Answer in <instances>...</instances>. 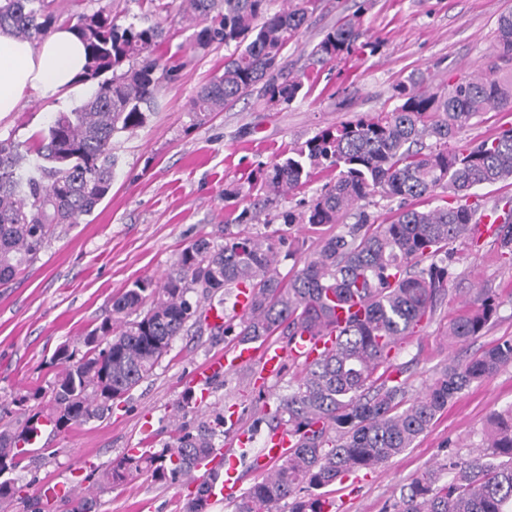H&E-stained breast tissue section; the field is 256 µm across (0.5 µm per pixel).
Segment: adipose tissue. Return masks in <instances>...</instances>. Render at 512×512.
<instances>
[{
  "mask_svg": "<svg viewBox=\"0 0 512 512\" xmlns=\"http://www.w3.org/2000/svg\"><path fill=\"white\" fill-rule=\"evenodd\" d=\"M86 63L85 47L70 29H55L38 42L0 29V118L17 111L33 89L49 101L81 96Z\"/></svg>",
  "mask_w": 512,
  "mask_h": 512,
  "instance_id": "adipose-tissue-1",
  "label": "adipose tissue"
}]
</instances>
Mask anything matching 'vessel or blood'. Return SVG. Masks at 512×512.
Returning <instances> with one entry per match:
<instances>
[{"label":"vessel or blood","mask_w":512,"mask_h":512,"mask_svg":"<svg viewBox=\"0 0 512 512\" xmlns=\"http://www.w3.org/2000/svg\"><path fill=\"white\" fill-rule=\"evenodd\" d=\"M360 308L358 299H351L348 304L337 310L332 324L316 334L303 333L287 348L266 341L235 344L226 353L211 357L199 366L192 375L190 389L197 400H205L215 377L254 362L259 365L261 379L277 377L282 373L287 359L311 360L330 351L335 344L338 332L346 326L349 316ZM214 456L215 459H223L224 472L221 478L210 480L211 499L237 495L241 490V480L235 457L225 456L223 449L220 448L215 450Z\"/></svg>","instance_id":"b4317fda"}]
</instances>
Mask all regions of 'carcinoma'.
Returning <instances> with one entry per match:
<instances>
[{
  "label": "carcinoma",
  "instance_id": "obj_1",
  "mask_svg": "<svg viewBox=\"0 0 512 512\" xmlns=\"http://www.w3.org/2000/svg\"><path fill=\"white\" fill-rule=\"evenodd\" d=\"M54 0H0V28L20 39L45 38L58 20ZM140 23H117L102 7L69 25L87 50L85 80L91 94L47 129L21 141L0 137V287L5 288L37 258L46 242L67 224L90 215L112 187L118 162L115 140L144 126L162 84L178 63L154 51L165 39L149 18L171 13L198 28L195 45L233 47L224 70L197 90L189 112L204 124L214 112L260 89L270 103L293 102L303 76L279 79L282 51L307 23L317 0H294L271 11V0H140ZM359 16L336 23L314 46L313 63L324 64L359 43ZM497 47L512 54V12L497 18ZM397 104L377 116H361L327 127L294 147L287 158L260 171L268 193L279 196L321 172L331 174L320 195L300 213L282 211L285 224H342L344 231L322 240L312 257L286 280L280 251L267 236L233 232L224 244L198 239L185 247L161 282L139 280L112 299L109 314L75 344L60 345L59 367L47 412H35L0 431V503L20 492L15 471L31 458V436L39 419L57 432L102 421L115 403L147 378L174 340L198 322L199 303L189 293L212 298L225 288H247L251 302L239 324L224 334L258 341L276 334L291 342L317 333L336 317V305L357 296L363 312L339 334L334 350L300 364L295 384L270 412L269 433L288 431L292 449L272 471L234 501V512H325L330 487L350 474L373 469L412 447L448 404L475 382L512 364V339L492 344L467 360H454L408 398L407 380L388 375L392 349L414 335L448 295L454 280L457 242L477 243L472 228L482 216L495 225L501 254L512 258V200L491 207L466 200L472 190L512 179V127L463 146L451 145L472 119L512 106V80L481 72L452 85H430L412 75L395 88ZM440 192L456 205L421 207ZM399 201L396 218L372 224L361 202L374 196ZM353 218L355 222L347 223ZM499 302L487 290L448 325V337L466 342L482 335L497 316ZM45 397L38 387L9 402L0 418ZM223 411L195 427L180 423L172 441L156 451L127 453L101 470L98 487L110 488L142 472L159 482L189 480L213 452L224 428ZM204 480L185 512H208ZM65 512H91L93 497L61 499ZM394 512H512V407L496 415L483 442L462 455L451 451L400 487Z\"/></svg>",
  "mask_w": 512,
  "mask_h": 512
}]
</instances>
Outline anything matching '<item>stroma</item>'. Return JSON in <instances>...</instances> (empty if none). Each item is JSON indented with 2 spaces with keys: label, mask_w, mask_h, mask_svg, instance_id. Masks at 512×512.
<instances>
[{
  "label": "stroma",
  "mask_w": 512,
  "mask_h": 512,
  "mask_svg": "<svg viewBox=\"0 0 512 512\" xmlns=\"http://www.w3.org/2000/svg\"><path fill=\"white\" fill-rule=\"evenodd\" d=\"M361 4L366 7L364 36L377 42L378 50L312 65L310 53L324 32ZM57 5L65 17L106 7L125 24L142 13L138 0H57ZM510 10L512 0H320L280 60L283 76L306 74L305 95L274 105L255 91L201 125L192 121L190 102L202 84L222 72L226 50L218 44L192 49V28L159 16L167 38L157 55L181 57L185 66L176 80L163 84L159 106L147 123L119 137V164L108 195L82 223L52 238L10 287L0 288V399L37 386L50 390L58 371L52 357L60 344L98 325L113 295L134 281L160 280L195 240L223 244L224 226L242 211L251 214L245 231L296 247L295 256L283 257L280 264L282 276L291 277L323 238L342 227L288 225L276 219L278 212L307 208L322 181H310L264 205L249 195L250 179L336 122L391 110L395 86L411 74L451 84L493 66L498 77H511L512 61L494 52L497 18ZM75 106L70 100L51 107L38 91H29L18 112L0 119V134L30 138L57 113ZM455 273L445 299L416 336L401 344L394 361L406 370L410 396L420 394L449 358L466 359L512 338V260L488 238L477 248L457 246ZM481 288L497 297V318L482 336L451 342L449 323ZM212 324V319L201 320L177 338L109 418L59 434L43 430L40 452L14 475L23 501L0 504V512H28L25 498L38 497L46 482L91 486L92 474L125 449H161L194 369L237 342L233 336L215 335ZM257 371V366H246L216 379L209 399L185 418L194 425L212 410L236 409L240 428L252 436L251 452L239 465L246 487L258 477L255 465L269 433L265 413L287 394L297 368L286 364L262 389L254 384ZM511 405L512 365L461 392L412 448L336 484L335 512H392L402 485L448 451L480 442L496 414ZM188 494L182 482L159 483L145 473L98 494L95 512H183Z\"/></svg>",
  "instance_id": "stroma-1"
}]
</instances>
